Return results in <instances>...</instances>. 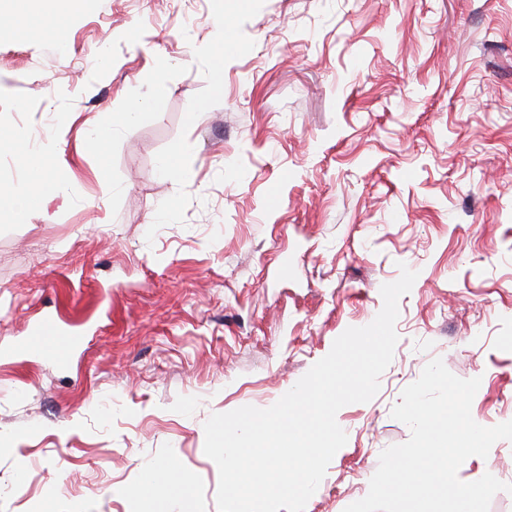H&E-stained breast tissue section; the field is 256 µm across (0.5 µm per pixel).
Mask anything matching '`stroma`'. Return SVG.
Returning <instances> with one entry per match:
<instances>
[{"label":"stroma","instance_id":"35a3bbf8","mask_svg":"<svg viewBox=\"0 0 512 512\" xmlns=\"http://www.w3.org/2000/svg\"><path fill=\"white\" fill-rule=\"evenodd\" d=\"M0 10V512H171L153 465L217 512L209 416L276 403L403 264L392 362L305 512L366 496L432 358L512 420V0ZM34 170L62 190L18 212ZM48 312L67 364L13 350ZM489 471L512 442L458 476Z\"/></svg>","mask_w":512,"mask_h":512}]
</instances>
